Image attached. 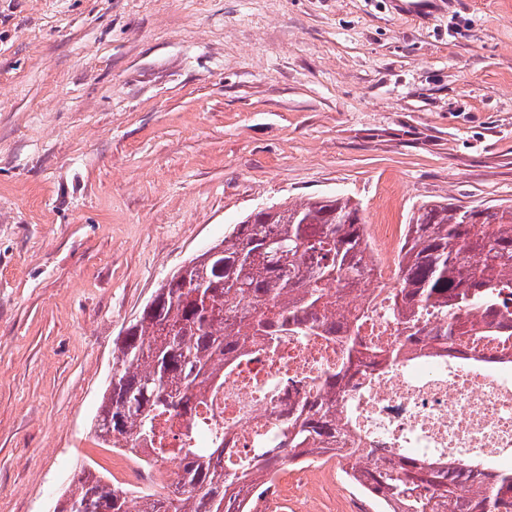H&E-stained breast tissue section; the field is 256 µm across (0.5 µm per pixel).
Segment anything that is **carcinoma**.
<instances>
[{"mask_svg":"<svg viewBox=\"0 0 512 512\" xmlns=\"http://www.w3.org/2000/svg\"><path fill=\"white\" fill-rule=\"evenodd\" d=\"M359 212L336 197L248 215L213 245L221 248L218 259L206 251L190 259L156 289L151 312L128 325L96 423L112 448L151 437L161 413L193 414L192 397L215 381L217 366L245 355L258 337L271 356L290 334L346 339L342 363L300 409H288L282 438L254 464L224 473L218 435L201 453L173 448L183 456L176 489L155 492L144 512H226L244 504V488L263 474L341 450L337 396L362 369L397 356L361 343L358 319L342 306L346 296L367 292L375 262ZM379 293L396 309L403 342L412 347L503 335L512 308V205L422 203L406 225L395 281ZM341 451L352 456L358 449ZM350 481L381 512H512V470H493L481 459L385 456L371 468L351 465ZM55 512H135L134 499L84 470Z\"/></svg>","mask_w":512,"mask_h":512,"instance_id":"cac0c4a2","label":"carcinoma"}]
</instances>
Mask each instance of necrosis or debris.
<instances>
[{"instance_id": "obj_1", "label": "necrosis or debris", "mask_w": 512, "mask_h": 512, "mask_svg": "<svg viewBox=\"0 0 512 512\" xmlns=\"http://www.w3.org/2000/svg\"><path fill=\"white\" fill-rule=\"evenodd\" d=\"M348 307L362 319L367 344L397 353L392 365L354 377L340 393L337 416L347 425L348 447L400 449L422 459L480 454L496 467L512 459V335L462 337L451 357L427 346L409 354L400 348L397 315L389 303L362 296ZM279 350L275 359L255 349L235 360L223 386L200 398L195 444L208 447L209 421L223 422L225 470L272 441L289 406L314 391L345 356L330 336H286ZM186 424L180 416L162 417L157 437L141 444L138 458H113V481L141 496L169 486L181 466L173 450ZM339 467L327 461L302 483L281 471L272 485L293 490L296 502L305 505L319 489L335 488Z\"/></svg>"}]
</instances>
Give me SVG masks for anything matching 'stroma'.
Returning <instances> with one entry per match:
<instances>
[{
  "label": "stroma",
  "mask_w": 512,
  "mask_h": 512,
  "mask_svg": "<svg viewBox=\"0 0 512 512\" xmlns=\"http://www.w3.org/2000/svg\"><path fill=\"white\" fill-rule=\"evenodd\" d=\"M512 205V0H0V512H53L114 346L245 216Z\"/></svg>",
  "instance_id": "stroma-1"
}]
</instances>
